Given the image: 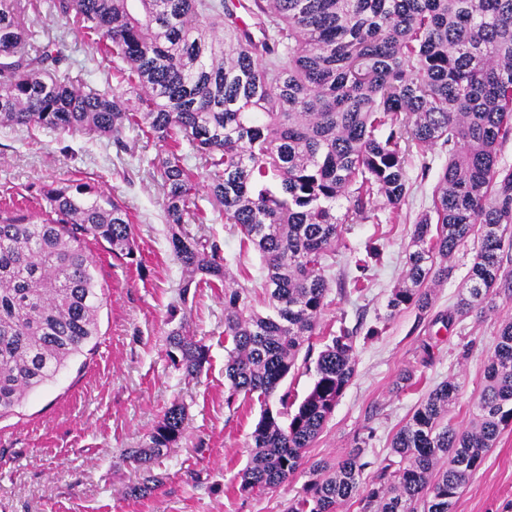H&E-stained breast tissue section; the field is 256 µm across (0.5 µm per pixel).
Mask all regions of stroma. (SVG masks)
<instances>
[{"label":"stroma","mask_w":512,"mask_h":512,"mask_svg":"<svg viewBox=\"0 0 512 512\" xmlns=\"http://www.w3.org/2000/svg\"><path fill=\"white\" fill-rule=\"evenodd\" d=\"M44 28L62 35L68 61L88 68V86L104 88L93 38L58 17H45ZM162 150L160 142L133 133L120 151L93 135L0 127V191L11 192L0 200L1 210L37 217L44 205L41 186L86 183L124 203L140 260L129 265L114 258L107 244H91L106 298L95 347L0 418V512H286L308 480V464L341 456L360 439L367 442L363 478L371 480L391 453L392 434L444 380L459 383L455 420L470 426L498 324L512 319V296L497 295L486 317L442 324L473 261L475 251L467 246L450 260L447 281L432 286L427 311L386 314L387 300L402 279L413 225L430 209L437 173L448 158L447 149L437 145L413 155L411 191L399 212L378 198L372 205L378 223L342 225L336 262L325 272L329 291L321 327L352 333L356 375L308 448L305 467L275 489L240 494L239 474L249 458L260 405L225 403L223 289L181 291L185 275L169 248L160 178L152 166ZM196 202L208 209L209 221L185 224V232L217 243L229 260V277L249 288L255 308L264 310L258 253L234 262L239 233L211 211L206 190H198ZM371 243L381 254L369 262ZM173 307L187 332L209 349L206 369L193 380L167 355ZM376 326L380 335L370 336ZM175 403L186 407V430L181 446L154 465L161 487L145 497L128 495L141 475L125 460V449L138 447ZM454 512H512V428L490 448Z\"/></svg>","instance_id":"35a3bbf8"}]
</instances>
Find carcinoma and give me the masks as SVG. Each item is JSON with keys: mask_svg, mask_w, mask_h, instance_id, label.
<instances>
[{"mask_svg": "<svg viewBox=\"0 0 512 512\" xmlns=\"http://www.w3.org/2000/svg\"><path fill=\"white\" fill-rule=\"evenodd\" d=\"M258 20L263 38L237 22ZM98 37V51L126 63L127 89H85L58 40L35 44L42 14ZM288 63H283V56ZM0 126L92 133L126 148V131L167 146L153 161L164 192L168 243L191 287L225 282L216 243L181 226L202 210L182 143L205 169L224 221L264 260L267 311L248 289L224 287L227 407L257 400L260 418L238 492L276 488L304 464L356 371L355 338L331 334L318 353L307 396L270 398L320 335L343 224L375 219L374 197L397 211L408 192L412 149L448 148L432 207L414 224L402 281L386 317L431 305L429 285L448 280L450 259L477 237L464 292L448 320L482 318L500 292L512 294V168L499 158L512 141V0H0ZM43 217L0 212V417L53 381L98 336L103 306L87 241L136 260L132 224L115 199L81 183L41 190ZM349 200L344 217L336 202ZM168 357L187 377L208 348L183 326ZM474 405L472 426L454 422V380L436 385L392 436L391 454L362 485L366 441L309 469L288 512H454L502 430L512 425V320L503 321ZM185 408L174 404L127 459L142 473L130 489L152 494L157 459L179 447Z\"/></svg>", "mask_w": 512, "mask_h": 512, "instance_id": "carcinoma-1", "label": "carcinoma"}]
</instances>
